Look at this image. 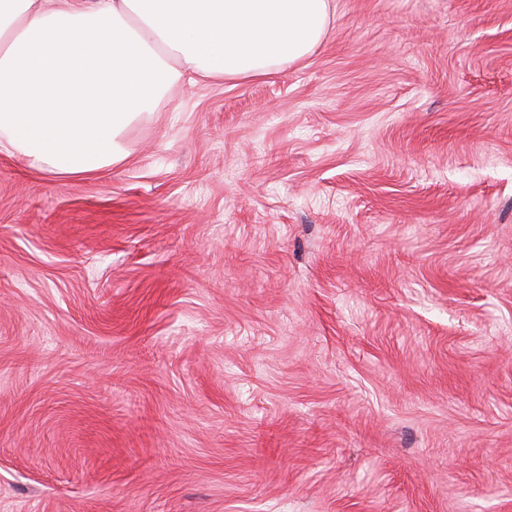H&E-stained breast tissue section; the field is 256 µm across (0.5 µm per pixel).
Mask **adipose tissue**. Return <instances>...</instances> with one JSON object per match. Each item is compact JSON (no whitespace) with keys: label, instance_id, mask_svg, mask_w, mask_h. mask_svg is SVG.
Wrapping results in <instances>:
<instances>
[{"label":"adipose tissue","instance_id":"1","mask_svg":"<svg viewBox=\"0 0 512 512\" xmlns=\"http://www.w3.org/2000/svg\"><path fill=\"white\" fill-rule=\"evenodd\" d=\"M331 0H0V150L59 176L126 160L182 81L265 77L324 41Z\"/></svg>","mask_w":512,"mask_h":512}]
</instances>
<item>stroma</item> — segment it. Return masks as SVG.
Returning <instances> with one entry per match:
<instances>
[{
    "label": "stroma",
    "mask_w": 512,
    "mask_h": 512,
    "mask_svg": "<svg viewBox=\"0 0 512 512\" xmlns=\"http://www.w3.org/2000/svg\"><path fill=\"white\" fill-rule=\"evenodd\" d=\"M126 141L0 152V512H512V0H332Z\"/></svg>",
    "instance_id": "obj_1"
}]
</instances>
